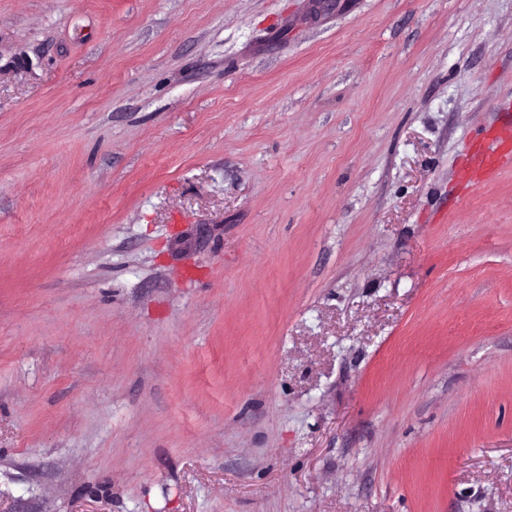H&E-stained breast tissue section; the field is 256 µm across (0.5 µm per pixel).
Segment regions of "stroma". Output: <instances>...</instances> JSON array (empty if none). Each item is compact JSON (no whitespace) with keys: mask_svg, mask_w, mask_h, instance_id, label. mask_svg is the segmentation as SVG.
Wrapping results in <instances>:
<instances>
[{"mask_svg":"<svg viewBox=\"0 0 512 512\" xmlns=\"http://www.w3.org/2000/svg\"><path fill=\"white\" fill-rule=\"evenodd\" d=\"M512 0H0V512H512ZM495 149L476 150L468 159V182L480 184L498 169L512 165V127L506 126L493 138Z\"/></svg>","mask_w":512,"mask_h":512,"instance_id":"obj_1","label":"stroma"}]
</instances>
